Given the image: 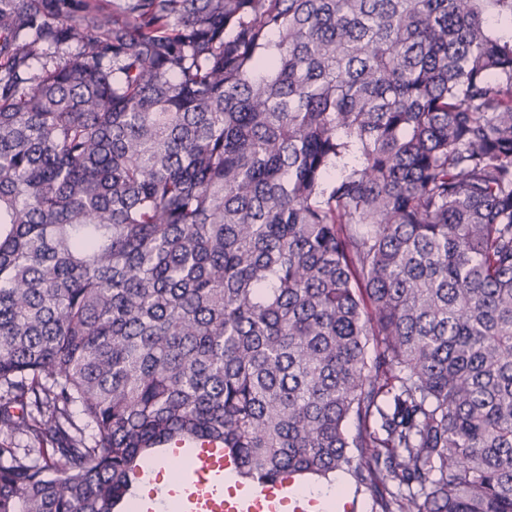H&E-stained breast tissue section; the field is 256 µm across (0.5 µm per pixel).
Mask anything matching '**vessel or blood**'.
<instances>
[{
    "mask_svg": "<svg viewBox=\"0 0 512 512\" xmlns=\"http://www.w3.org/2000/svg\"><path fill=\"white\" fill-rule=\"evenodd\" d=\"M192 467L176 479L187 512H281L287 491L279 485H253L236 498L224 496V477L233 458L216 444L192 449Z\"/></svg>",
    "mask_w": 512,
    "mask_h": 512,
    "instance_id": "obj_1",
    "label": "vessel or blood"
}]
</instances>
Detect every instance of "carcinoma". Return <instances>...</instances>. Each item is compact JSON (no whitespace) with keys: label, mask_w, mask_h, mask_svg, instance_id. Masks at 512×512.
Masks as SVG:
<instances>
[{"label":"carcinoma","mask_w":512,"mask_h":512,"mask_svg":"<svg viewBox=\"0 0 512 512\" xmlns=\"http://www.w3.org/2000/svg\"><path fill=\"white\" fill-rule=\"evenodd\" d=\"M493 18L512 0H0V433L29 440L0 512H120L203 441L249 483L512 512Z\"/></svg>","instance_id":"obj_1"}]
</instances>
